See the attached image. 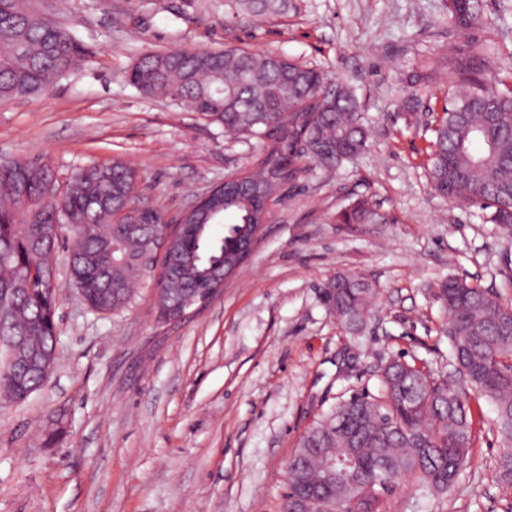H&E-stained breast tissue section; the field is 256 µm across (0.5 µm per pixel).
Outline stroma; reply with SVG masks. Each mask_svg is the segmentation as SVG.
Wrapping results in <instances>:
<instances>
[{"mask_svg": "<svg viewBox=\"0 0 512 512\" xmlns=\"http://www.w3.org/2000/svg\"><path fill=\"white\" fill-rule=\"evenodd\" d=\"M87 56L40 95L0 105V162L46 164L59 183L120 159L138 192L177 215L258 152L187 104L149 97L128 70L173 47L273 52L350 82L366 149L325 172L302 160L249 259L223 293L176 325L158 322L153 281L102 315L68 277L72 234L60 229L54 371L17 403H0V512H282L288 462L303 432L403 354L450 375L448 277L512 303V229L479 206L431 191L425 160L446 102L467 92L448 61L467 38L512 66V8L485 0L488 27L442 24L445 0H297L288 15L232 19L223 0H29ZM368 200L386 223L357 229L338 211ZM339 273L380 291L360 332L323 299ZM444 498L396 487L388 512H512L494 479L495 413Z\"/></svg>", "mask_w": 512, "mask_h": 512, "instance_id": "obj_1", "label": "stroma"}]
</instances>
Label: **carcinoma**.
<instances>
[{
  "instance_id": "obj_1",
  "label": "carcinoma",
  "mask_w": 512,
  "mask_h": 512,
  "mask_svg": "<svg viewBox=\"0 0 512 512\" xmlns=\"http://www.w3.org/2000/svg\"><path fill=\"white\" fill-rule=\"evenodd\" d=\"M293 0H224L232 16H280ZM448 21L462 30L488 23L482 0H446ZM486 45L455 75L472 90L444 108L429 142L431 189L448 200L491 210L494 224L512 226V69L479 67ZM84 50L70 33L37 14L25 0H0V103L34 96L67 75ZM129 81L147 96L187 102L227 133L255 139V170L232 173L228 190L208 210L188 213L172 258L156 242L165 224L154 208L140 215L137 175L123 161L91 164L65 184L61 198L42 196L50 170L17 161L0 176V400L20 402L46 382L58 343L57 294L44 291L43 270L26 268L53 255L58 238L29 222L35 206L73 232L69 278L88 305L105 313L125 308L136 276L170 263L158 305L174 309L218 285L215 270L255 232L253 212L271 214L280 190L308 158L332 169L363 151L367 133L355 90L316 68L275 53L170 49L140 57ZM366 200L336 215L339 224H378ZM223 232H216V227ZM325 301L346 327L360 328L379 291L362 276L336 275ZM448 338L461 380L448 379L417 359H394L381 374V392H356L316 420L299 438L288 463L282 512H387L381 482L410 481L423 494L444 495L470 463L472 403L490 400L502 442L494 476L512 490V306L462 279L443 285Z\"/></svg>"
}]
</instances>
